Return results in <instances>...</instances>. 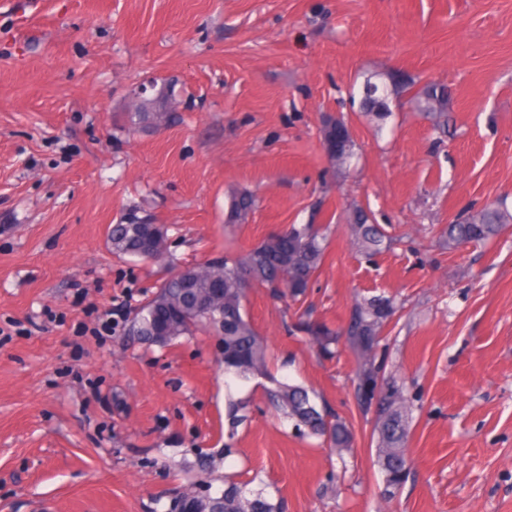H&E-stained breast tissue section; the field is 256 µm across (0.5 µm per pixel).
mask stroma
<instances>
[{
  "mask_svg": "<svg viewBox=\"0 0 512 512\" xmlns=\"http://www.w3.org/2000/svg\"><path fill=\"white\" fill-rule=\"evenodd\" d=\"M391 72L447 84L445 131L406 108L380 131L359 113L352 93ZM147 81L175 83L177 118L128 132ZM329 118L351 128L350 168L326 154ZM243 189L257 206L227 225ZM502 198L512 208V0H0V512H167L173 492L228 478L287 512H512V225L456 251L437 234ZM355 205L389 250L357 253ZM134 207L180 265L331 225L302 304L253 288L246 308L279 376L351 423L349 452L301 437L249 382L225 453L218 336L120 332L160 277L108 246ZM360 294L404 302L386 370L415 397L411 468L389 500L354 355L285 329L302 305L338 328Z\"/></svg>",
  "mask_w": 512,
  "mask_h": 512,
  "instance_id": "1",
  "label": "stroma"
}]
</instances>
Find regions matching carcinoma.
I'll use <instances>...</instances> for the list:
<instances>
[{"instance_id": "carcinoma-1", "label": "carcinoma", "mask_w": 512, "mask_h": 512, "mask_svg": "<svg viewBox=\"0 0 512 512\" xmlns=\"http://www.w3.org/2000/svg\"><path fill=\"white\" fill-rule=\"evenodd\" d=\"M374 85L384 94L359 93V109L376 126L391 116L393 99L407 97L413 111L436 121V129L448 121V86L428 81L420 86L409 78L390 84V79L376 75L366 78L361 89ZM149 128L157 129L171 121L169 112H130L129 130H140L144 118ZM256 206L249 190L236 192L230 199L226 223L241 224ZM353 244L365 256H373L392 244L385 228L376 224L368 211L355 207L348 216ZM512 224V212L502 205H486L470 210L441 229L440 238L450 250L467 244H483ZM288 235L293 247L282 261L272 263L280 250L273 234L244 253L217 258L195 265L171 269L159 286L128 319V335L148 344L164 346L197 331L220 336L223 346L225 381L224 453L232 451L229 440L245 420L244 399L235 396L232 385L262 378L268 404L292 423L304 436L317 437L341 456L354 444L352 427L333 413L319 396L302 384L278 379L269 369L268 350L246 311L247 286L270 288L279 296L298 301L319 272L329 240L327 224H291ZM108 241L112 253L131 261L164 262L169 258L167 230L153 222L149 214L132 208L122 219L109 226ZM214 278L224 280V291L212 304L205 303L209 284ZM156 304L180 307L182 318L166 327H158L151 310ZM399 309L395 299L385 295L361 296L355 300L348 323L333 330L313 321L308 311L296 316L290 331L315 337L322 355L333 358L344 346L357 359L355 392L365 416H372L376 442V464L382 475L384 496L390 498L401 486L400 470L409 462L407 443L411 430L413 398L406 386L393 376L383 374L386 347L383 332ZM168 512H284L283 503L272 502L258 492L247 497L241 484L226 479L224 492L213 497L206 491H193L183 498H172Z\"/></svg>"}]
</instances>
